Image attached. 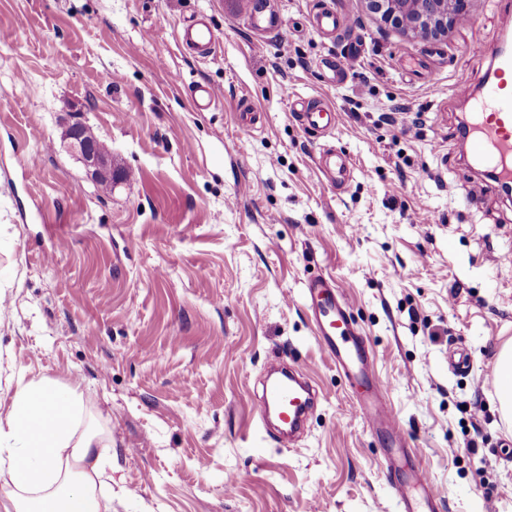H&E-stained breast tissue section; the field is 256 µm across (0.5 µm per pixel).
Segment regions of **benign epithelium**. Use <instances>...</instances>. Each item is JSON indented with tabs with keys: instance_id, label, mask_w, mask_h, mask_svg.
<instances>
[{
	"instance_id": "benign-epithelium-1",
	"label": "benign epithelium",
	"mask_w": 512,
	"mask_h": 512,
	"mask_svg": "<svg viewBox=\"0 0 512 512\" xmlns=\"http://www.w3.org/2000/svg\"><path fill=\"white\" fill-rule=\"evenodd\" d=\"M368 10L380 23L404 30L408 35L428 39L448 32L468 14L470 0H418L416 13L408 12L407 0H365ZM64 139L82 163L87 176L96 181L112 174V157L100 153L85 139L82 123L71 124Z\"/></svg>"
}]
</instances>
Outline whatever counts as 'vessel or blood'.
I'll return each mask as SVG.
<instances>
[{
    "mask_svg": "<svg viewBox=\"0 0 512 512\" xmlns=\"http://www.w3.org/2000/svg\"><path fill=\"white\" fill-rule=\"evenodd\" d=\"M248 15L259 28H269L277 22L272 0H252ZM313 25L328 33L349 29L347 19L331 6L315 15ZM182 39L204 54L211 53L217 43L211 27L205 23L185 29ZM455 94L471 107L459 132L466 153L475 165L491 173L497 186L512 185V40L505 41L495 54L480 89L464 82L456 87ZM191 97L196 109L205 111L219 101L221 94L213 85L200 83L193 88ZM294 113L305 129L318 134L329 133L338 121L336 109L321 100L295 101ZM307 298L325 356L343 371L349 382L367 389L360 404L363 419L371 427L389 430L396 444L405 446V437L379 397L385 384L366 362L339 287L326 280H312L307 286ZM313 396L312 387L288 373L265 388L254 414L261 420L276 414L284 427L282 442L291 445L311 408ZM390 488L400 512H435L438 491L424 469H413L404 479L391 481Z\"/></svg>",
    "mask_w": 512,
    "mask_h": 512,
    "instance_id": "vessel-or-blood-1",
    "label": "vessel or blood"
}]
</instances>
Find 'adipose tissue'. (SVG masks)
I'll return each mask as SVG.
<instances>
[{
  "instance_id": "ef3b65f1",
  "label": "adipose tissue",
  "mask_w": 512,
  "mask_h": 512,
  "mask_svg": "<svg viewBox=\"0 0 512 512\" xmlns=\"http://www.w3.org/2000/svg\"><path fill=\"white\" fill-rule=\"evenodd\" d=\"M5 512H112V433L78 386L19 382L0 412Z\"/></svg>"
}]
</instances>
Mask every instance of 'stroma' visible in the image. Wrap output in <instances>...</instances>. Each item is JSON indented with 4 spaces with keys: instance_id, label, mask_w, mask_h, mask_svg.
I'll return each instance as SVG.
<instances>
[{
    "instance_id": "obj_1",
    "label": "stroma",
    "mask_w": 512,
    "mask_h": 512,
    "mask_svg": "<svg viewBox=\"0 0 512 512\" xmlns=\"http://www.w3.org/2000/svg\"><path fill=\"white\" fill-rule=\"evenodd\" d=\"M274 5L260 32L233 0H0V404L21 378L80 386L112 429V512H398L389 472L416 466L436 512H512V423L488 378L512 339V199H469L484 177L453 95L489 66L472 38L512 34V0H471L473 26L440 40L381 27L364 0ZM327 6L349 32L314 29ZM201 15L207 55L180 38ZM199 82L222 92L211 111ZM294 97L333 103L335 129L306 131ZM77 118L111 147V194L63 146ZM330 147L349 161L338 186L317 164ZM318 276L418 456L387 462L388 433L323 355ZM275 361L319 392L288 448L254 417ZM191 97L196 109L205 111L220 100L221 93L213 85L200 83L193 88Z\"/></svg>"
}]
</instances>
